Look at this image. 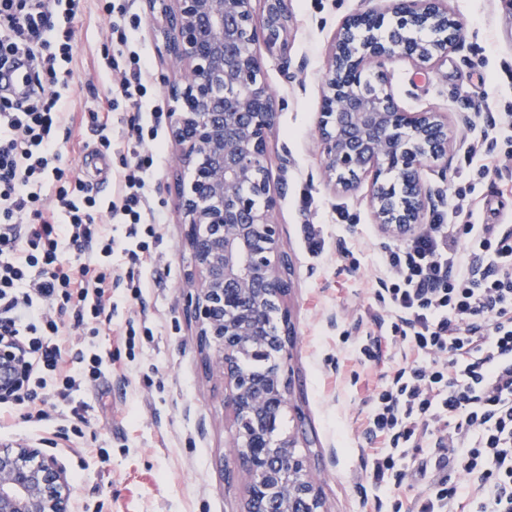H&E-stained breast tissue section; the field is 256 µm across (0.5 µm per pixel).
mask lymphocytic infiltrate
Returning <instances> with one entry per match:
<instances>
[{
	"label": "lymphocytic infiltrate",
	"mask_w": 512,
	"mask_h": 512,
	"mask_svg": "<svg viewBox=\"0 0 512 512\" xmlns=\"http://www.w3.org/2000/svg\"><path fill=\"white\" fill-rule=\"evenodd\" d=\"M86 0H0V73L23 70L22 92L0 84V345L19 356L15 385L0 391V428L16 415L36 431L90 424L85 395L125 365L83 335L112 307L114 292L138 305L118 323L135 348L158 326L147 281L112 264L123 246L133 264L154 269L164 212L154 200L167 114L155 105L150 59L137 38L133 0H96L106 26L98 64L115 73L105 103L70 112L76 24ZM120 126L127 156L112 172V194L74 175L56 131L94 138L111 155ZM466 193L447 213L386 248L373 291L383 306L355 351L379 368L365 401L366 471L379 491L421 487L409 512H457L462 480L475 512H512V225L476 224ZM125 229L117 243L113 225ZM420 456L404 462L409 449Z\"/></svg>",
	"instance_id": "obj_1"
}]
</instances>
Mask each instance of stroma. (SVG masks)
Returning a JSON list of instances; mask_svg holds the SVG:
<instances>
[{
    "mask_svg": "<svg viewBox=\"0 0 512 512\" xmlns=\"http://www.w3.org/2000/svg\"><path fill=\"white\" fill-rule=\"evenodd\" d=\"M372 0H292L294 23L288 38L289 72L277 58L264 59L267 84L279 100L271 131L268 166L278 192L274 218L281 248L292 258L294 287L287 305L294 323L288 361L293 398L306 418L312 471L320 480L327 512H371L365 481L366 456L361 435L362 400L373 370L352 351L365 330L372 302L370 281L375 256L391 238L373 224L368 207L369 179L343 192L325 180L317 145L320 79L327 48L343 19L370 7ZM461 24L459 49L428 74L411 62L390 69L399 104L410 112H444L455 139L442 183L440 210L464 188V153L473 137L460 118L472 113L474 90H481L490 111L512 107V10L503 0H448ZM105 37V25L88 13L77 27L76 91L68 109L105 99L112 81L93 64L91 50ZM177 147L163 138L155 197L164 207V259L152 273L148 302L159 331L153 342L122 353L125 378H112L87 394L94 423L84 429L80 451L65 432L32 431L23 421L0 432V443H26L54 453L74 485L77 512H240L248 478L237 466L229 444L224 412V380L206 366L197 348V328L185 312L190 286L184 227L174 203L180 179ZM479 219L486 206L501 199L512 218V156L502 158L498 175L477 182L472 194ZM325 227L326 249L311 256L303 227ZM348 246L358 263L350 269L339 258Z\"/></svg>",
    "mask_w": 512,
    "mask_h": 512,
    "instance_id": "obj_1",
    "label": "stroma"
}]
</instances>
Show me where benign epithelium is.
Masks as SVG:
<instances>
[{"instance_id":"1","label":"benign epithelium","mask_w":512,"mask_h":512,"mask_svg":"<svg viewBox=\"0 0 512 512\" xmlns=\"http://www.w3.org/2000/svg\"><path fill=\"white\" fill-rule=\"evenodd\" d=\"M259 2L255 8L253 2ZM172 73L161 77L176 106L168 112L178 165L175 205L187 226L194 288L186 311L197 346L224 377V409L232 447L249 479L241 512H326L310 458L305 416L290 405L286 373L292 335L267 324L292 287L274 221L277 194L268 173L276 96L263 77V55L289 70L291 0H144ZM460 23L448 0H385L356 12L331 43L320 85L317 137L329 182L342 190L372 176L368 206L382 233L402 239L442 200L441 187L422 179L452 149L448 116L408 112L397 102L388 68L399 60L429 71L458 47ZM246 352L272 362L257 373ZM293 408L292 433L277 422ZM74 489L63 464L31 445L0 446V512H73Z\"/></svg>"}]
</instances>
